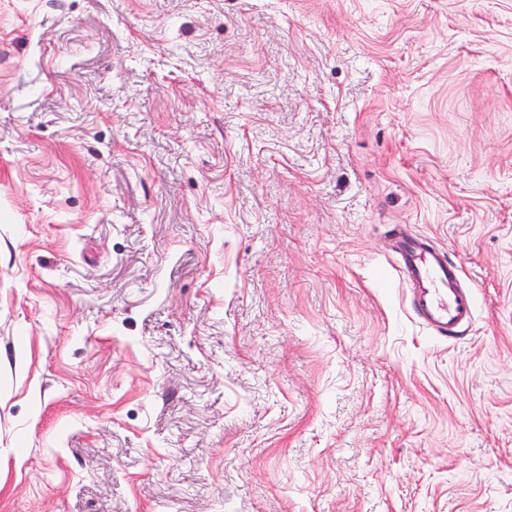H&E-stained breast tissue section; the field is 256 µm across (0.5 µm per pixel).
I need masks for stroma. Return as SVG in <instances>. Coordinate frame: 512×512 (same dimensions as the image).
Wrapping results in <instances>:
<instances>
[{
  "mask_svg": "<svg viewBox=\"0 0 512 512\" xmlns=\"http://www.w3.org/2000/svg\"><path fill=\"white\" fill-rule=\"evenodd\" d=\"M0 512H512V0H0ZM386 240L413 318L440 341L460 340L476 312L474 289L463 282L460 265L446 248L407 227L395 226Z\"/></svg>",
  "mask_w": 512,
  "mask_h": 512,
  "instance_id": "obj_1",
  "label": "stroma"
}]
</instances>
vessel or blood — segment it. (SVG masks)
Instances as JSON below:
<instances>
[{"instance_id": "1", "label": "vessel or blood", "mask_w": 512, "mask_h": 512, "mask_svg": "<svg viewBox=\"0 0 512 512\" xmlns=\"http://www.w3.org/2000/svg\"><path fill=\"white\" fill-rule=\"evenodd\" d=\"M387 253L406 287L413 318L440 341L460 340L475 318L474 290L447 249L398 225L387 239Z\"/></svg>"}]
</instances>
